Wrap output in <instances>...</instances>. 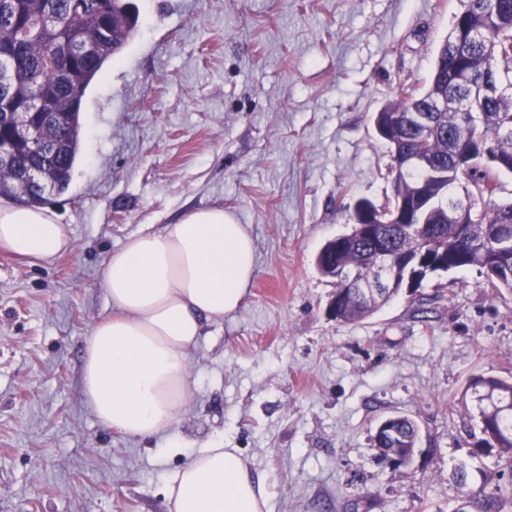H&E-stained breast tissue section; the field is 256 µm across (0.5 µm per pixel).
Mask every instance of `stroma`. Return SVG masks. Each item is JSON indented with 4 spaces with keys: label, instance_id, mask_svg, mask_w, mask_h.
I'll return each mask as SVG.
<instances>
[{
    "label": "stroma",
    "instance_id": "1",
    "mask_svg": "<svg viewBox=\"0 0 512 512\" xmlns=\"http://www.w3.org/2000/svg\"><path fill=\"white\" fill-rule=\"evenodd\" d=\"M133 38L87 89L67 193L48 204L67 253L0 252V512H169L171 477L209 443L238 449L269 512H446L450 475L494 467L464 442L477 372L512 376V293L471 268L340 324L316 270L358 200L393 193L373 112L422 87L460 0H131ZM221 208L256 269L245 303L204 327L172 434L102 426L80 392L102 271L127 238ZM392 415L413 463L373 436ZM390 428L378 435L375 434V447L380 449L381 455L385 459L400 458L397 468L408 467L406 462L408 450L416 448L419 438V427L410 417L405 415H395L388 418Z\"/></svg>",
    "mask_w": 512,
    "mask_h": 512
}]
</instances>
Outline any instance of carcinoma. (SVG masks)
I'll use <instances>...</instances> for the list:
<instances>
[{"instance_id":"1","label":"carcinoma","mask_w":512,"mask_h":512,"mask_svg":"<svg viewBox=\"0 0 512 512\" xmlns=\"http://www.w3.org/2000/svg\"><path fill=\"white\" fill-rule=\"evenodd\" d=\"M448 35L442 40L432 69L420 89L401 86L395 98L371 117L377 137L385 144L394 173L393 196L382 205L362 201L354 207L350 229L326 242L316 258L319 273L332 280L342 293L336 322L347 324L373 314L381 303L346 287L354 273L366 272L379 246L392 256L417 249V238L426 240L428 252L448 261L444 271L477 268L485 271L495 288L512 293V199L501 197V177L512 168L492 169L481 160L467 169L455 157L476 142H494L512 159V132H502L501 115H512V0H460ZM10 20L0 22V70L10 74V114L0 121V150L11 154L10 164L0 163V198L36 207L48 197L68 191L82 139L81 107L71 106L73 95L85 91L103 67L132 38L134 29L112 31L113 0H9ZM72 14L71 23L54 18ZM479 32L490 48L471 49L450 56L451 39ZM473 79L496 70L501 92L489 100H476L469 133L458 132L459 113L448 74L458 68ZM448 98V110L430 113V122L417 128L407 115L420 112L435 99ZM424 152L432 169L417 179L402 170ZM477 188L480 201L470 216L474 233L462 239L448 222L444 204L461 184ZM412 209L411 230L398 218L399 204ZM465 394L466 441L474 458L494 459L495 466L512 474V379L489 373L472 375ZM390 428L374 437L375 447L386 459H400L407 467L408 450L416 447L419 427L410 417H389ZM451 479L457 490L453 512H504L512 504V481L485 480L469 488V473L461 466Z\"/></svg>"}]
</instances>
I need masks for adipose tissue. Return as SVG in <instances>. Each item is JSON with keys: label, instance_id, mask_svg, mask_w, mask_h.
I'll list each match as a JSON object with an SVG mask.
<instances>
[{"label": "adipose tissue", "instance_id": "1", "mask_svg": "<svg viewBox=\"0 0 512 512\" xmlns=\"http://www.w3.org/2000/svg\"><path fill=\"white\" fill-rule=\"evenodd\" d=\"M71 242L50 209L0 203V250L49 260ZM255 271L244 225L220 208L186 213L163 231L131 235L109 254L110 317L89 337L81 389L101 423L132 438L167 437L190 397L187 360L203 320L243 304ZM172 512H269L268 494L238 449L205 445L167 488Z\"/></svg>", "mask_w": 512, "mask_h": 512}]
</instances>
